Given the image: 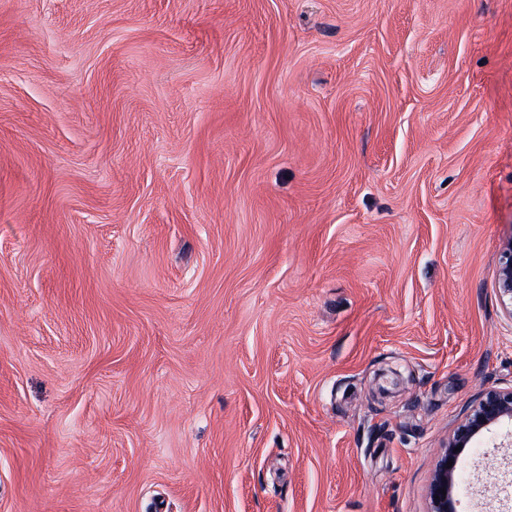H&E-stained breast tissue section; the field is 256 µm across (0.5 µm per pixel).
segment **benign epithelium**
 <instances>
[{"mask_svg": "<svg viewBox=\"0 0 512 512\" xmlns=\"http://www.w3.org/2000/svg\"><path fill=\"white\" fill-rule=\"evenodd\" d=\"M499 299L512 318V242L505 249L497 273ZM512 422V388L509 390L490 389L480 394L464 420L456 427L438 456L428 491V512H456L453 491L458 485L460 474L458 462L468 448L475 447L486 435L502 424ZM452 466H447V462ZM446 494H441V489Z\"/></svg>", "mask_w": 512, "mask_h": 512, "instance_id": "1", "label": "benign epithelium"}]
</instances>
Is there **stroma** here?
I'll list each match as a JSON object with an SVG mask.
<instances>
[{
	"label": "stroma",
	"mask_w": 512,
	"mask_h": 512,
	"mask_svg": "<svg viewBox=\"0 0 512 512\" xmlns=\"http://www.w3.org/2000/svg\"><path fill=\"white\" fill-rule=\"evenodd\" d=\"M511 241L512 0H0V512H427Z\"/></svg>",
	"instance_id": "obj_1"
}]
</instances>
